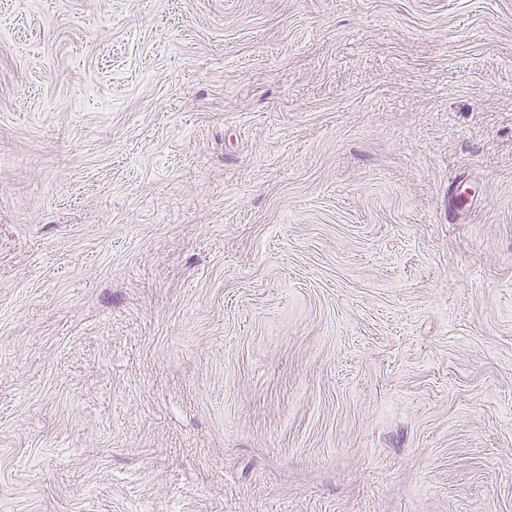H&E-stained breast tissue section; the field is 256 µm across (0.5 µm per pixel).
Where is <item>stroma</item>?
<instances>
[{
	"label": "stroma",
	"mask_w": 512,
	"mask_h": 512,
	"mask_svg": "<svg viewBox=\"0 0 512 512\" xmlns=\"http://www.w3.org/2000/svg\"><path fill=\"white\" fill-rule=\"evenodd\" d=\"M0 512H512V0H0Z\"/></svg>",
	"instance_id": "35a3bbf8"
}]
</instances>
